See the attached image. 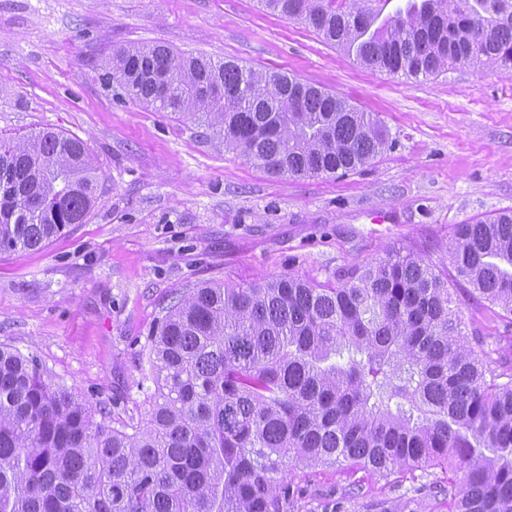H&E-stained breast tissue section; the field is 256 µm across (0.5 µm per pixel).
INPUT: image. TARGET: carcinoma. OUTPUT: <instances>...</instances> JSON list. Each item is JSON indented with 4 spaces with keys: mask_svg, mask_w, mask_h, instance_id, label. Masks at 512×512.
Returning <instances> with one entry per match:
<instances>
[{
    "mask_svg": "<svg viewBox=\"0 0 512 512\" xmlns=\"http://www.w3.org/2000/svg\"><path fill=\"white\" fill-rule=\"evenodd\" d=\"M361 66L410 79L512 70V0H258ZM138 105L205 126L277 176L353 172L388 147L378 117L295 77L133 45L101 61ZM101 172L76 137L0 136V253L82 224ZM386 254L324 282L285 274L171 297L139 421L93 407L0 345V512H291L286 461L428 466L455 512H512V373L466 344L448 284L512 315V214L443 250Z\"/></svg>",
    "mask_w": 512,
    "mask_h": 512,
    "instance_id": "1",
    "label": "carcinoma"
}]
</instances>
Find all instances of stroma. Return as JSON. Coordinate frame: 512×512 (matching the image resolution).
<instances>
[{
	"instance_id": "obj_1",
	"label": "stroma",
	"mask_w": 512,
	"mask_h": 512,
	"mask_svg": "<svg viewBox=\"0 0 512 512\" xmlns=\"http://www.w3.org/2000/svg\"><path fill=\"white\" fill-rule=\"evenodd\" d=\"M154 43L326 89L378 116L390 146L342 176L269 175L107 86L102 58ZM45 128L86 143L102 179L84 223L0 253V344L123 419L149 409L148 338L176 291L288 273L323 281L512 213L511 71H372L258 0H0V134ZM451 295L469 344L512 370V319L467 287ZM448 476L292 462L283 485L292 512H450L430 489Z\"/></svg>"
}]
</instances>
